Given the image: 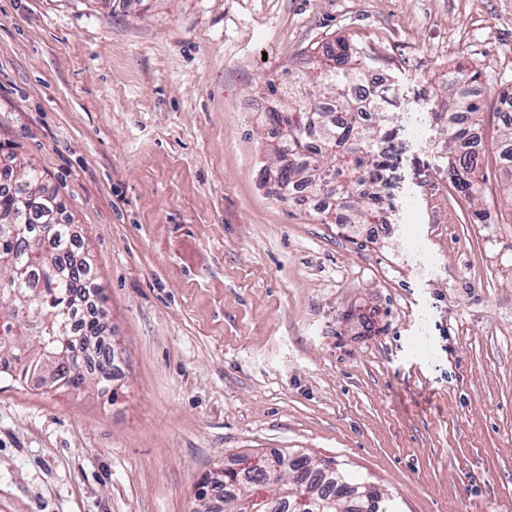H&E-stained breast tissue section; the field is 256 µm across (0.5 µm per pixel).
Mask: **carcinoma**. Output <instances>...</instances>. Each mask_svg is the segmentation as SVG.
Segmentation results:
<instances>
[{
  "label": "carcinoma",
  "mask_w": 512,
  "mask_h": 512,
  "mask_svg": "<svg viewBox=\"0 0 512 512\" xmlns=\"http://www.w3.org/2000/svg\"><path fill=\"white\" fill-rule=\"evenodd\" d=\"M337 50L317 57L316 79L303 72L270 94L283 93L286 106L269 113L278 136L276 154L288 156L277 172V197L291 199L306 189L331 200L317 211L323 224L386 223V202L378 171L383 165L379 144L381 122L374 102L360 101L354 87L367 81L388 57L376 45L355 36L336 39ZM481 109L477 95H457L431 108L435 137L432 150L438 168L448 171L452 187L468 202L482 201V161L465 150L467 125ZM502 131L491 149L503 171L512 170V114L499 113ZM10 187L0 189V353L12 354L8 375L21 382L38 380L50 387L79 389L87 383L84 362L74 337L94 343L100 329L93 318L77 320L79 303L94 287L91 265L74 257L76 241L70 225L57 219L61 204L53 193L35 196L43 174L35 167L16 172L13 159L0 157V176ZM267 501L253 504L256 512H362L364 502L345 497L363 491L333 460L314 463L297 453L241 456L235 466L222 467L199 484L204 501L217 496L224 512H243L242 503L257 491Z\"/></svg>",
  "instance_id": "cac0c4a2"
}]
</instances>
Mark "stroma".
Here are the masks:
<instances>
[{
  "instance_id": "1",
  "label": "stroma",
  "mask_w": 512,
  "mask_h": 512,
  "mask_svg": "<svg viewBox=\"0 0 512 512\" xmlns=\"http://www.w3.org/2000/svg\"><path fill=\"white\" fill-rule=\"evenodd\" d=\"M381 46L387 224L270 192L268 81ZM512 96V0H0V154L42 171L119 357L111 394L0 374V512H194L215 465L333 459L399 512H512V203L437 170L456 63Z\"/></svg>"
}]
</instances>
